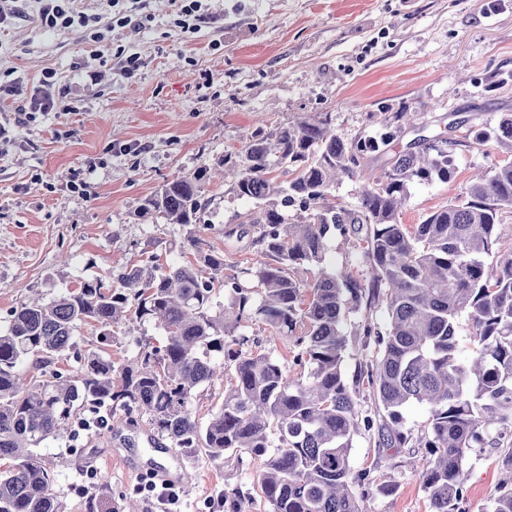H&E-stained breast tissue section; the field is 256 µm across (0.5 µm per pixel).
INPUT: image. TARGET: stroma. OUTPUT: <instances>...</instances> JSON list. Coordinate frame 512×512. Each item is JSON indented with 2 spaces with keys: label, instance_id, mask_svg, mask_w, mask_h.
<instances>
[{
  "label": "stroma",
  "instance_id": "1",
  "mask_svg": "<svg viewBox=\"0 0 512 512\" xmlns=\"http://www.w3.org/2000/svg\"><path fill=\"white\" fill-rule=\"evenodd\" d=\"M200 29L180 24L179 0H147L151 19L140 32L112 25L107 0H76L99 19L91 28L43 29L33 0H0L20 16L0 27V80L21 79L19 95L0 100V121L14 139L0 146V328L13 310L38 295L50 300L80 283L108 278L141 254L182 262L189 229L144 217L140 209L163 184L189 176L204 162L238 151L256 131L331 113L346 138L372 129L382 113H424L430 133L458 118L479 124L512 113V0H205ZM136 54L132 75L123 55ZM54 71L64 109L19 121L47 71ZM491 146L458 151L451 184L413 185L402 223L456 197L474 168L490 166ZM86 183V193L76 184ZM205 185L217 216L206 239L224 253L225 275L251 284L254 251L229 231L247 202ZM245 350L280 358L298 373L292 339L271 338L268 326L243 327ZM159 344L153 324L120 326L109 352L133 358L142 341ZM112 431H78L49 439L38 453L51 460L67 512H88L106 492L114 512L136 500L158 512L147 492L149 470L172 466L150 445L147 419L128 428L123 411ZM512 455V436L469 454L465 512H482ZM422 451L379 456L368 435L355 436L350 462L370 473L361 488L366 512H431L412 464ZM194 477L180 488V512H231L223 493L238 490L246 512H270L258 483L262 459L239 465L234 455L186 458ZM391 494H381V487Z\"/></svg>",
  "mask_w": 512,
  "mask_h": 512
}]
</instances>
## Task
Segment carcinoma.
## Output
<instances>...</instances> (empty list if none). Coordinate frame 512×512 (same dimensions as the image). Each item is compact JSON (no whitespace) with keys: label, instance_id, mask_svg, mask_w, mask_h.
<instances>
[{"label":"carcinoma","instance_id":"carcinoma-1","mask_svg":"<svg viewBox=\"0 0 512 512\" xmlns=\"http://www.w3.org/2000/svg\"><path fill=\"white\" fill-rule=\"evenodd\" d=\"M331 123L322 113L257 131L240 150L147 198L142 215L195 226L181 263L151 255L126 264L113 282L86 281L15 310L0 330V512H67L51 467L34 448L67 432L81 412L107 435L103 408L147 415L154 432L188 456L263 458L259 484L271 512H364L356 488L369 483V472L350 464L362 432L384 455L428 449L417 476L432 512H462L466 457L492 444L491 432L512 434V225H504L512 214V113L470 126L460 138L453 132L466 120L426 135L420 113L405 108L350 140ZM408 128L419 135L401 148ZM467 140L492 144L505 158L474 174L422 223H400L411 184L456 180L457 152ZM381 158L380 172L369 169ZM283 168L291 175L286 183L277 179ZM217 176L236 199L253 203L239 215V238L251 236L256 250L250 275L258 299L224 276V253L202 236L214 218L202 186ZM345 178L360 182L354 206L335 194ZM337 234L356 241L358 270L324 265ZM303 268L310 278H295ZM224 294L229 303L216 302ZM347 306L366 311L358 349L371 355L372 414L360 407V381L348 382L343 372ZM378 308L381 323L373 318ZM253 318L274 336L302 325L294 357L300 373L290 376L273 356L239 349L237 331ZM462 318L477 342L469 361L459 355ZM134 321L155 324L164 341L116 366L105 347L113 328ZM83 326L98 334L80 350ZM215 356L231 363L234 386L203 423L192 402L224 375ZM412 404L428 410L419 436L405 426ZM486 512H512V456Z\"/></svg>","mask_w":512,"mask_h":512}]
</instances>
